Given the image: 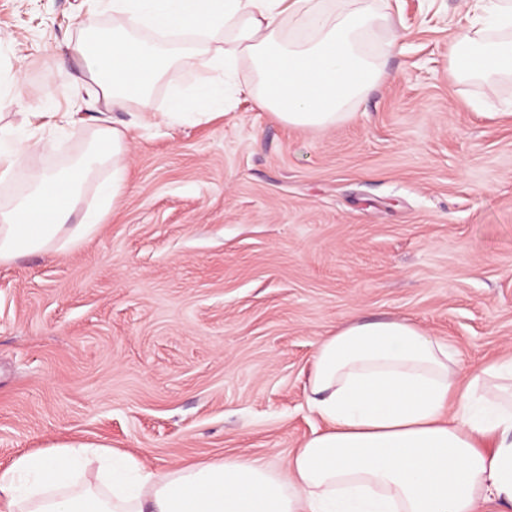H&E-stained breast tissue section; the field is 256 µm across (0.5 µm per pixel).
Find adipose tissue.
<instances>
[{
    "mask_svg": "<svg viewBox=\"0 0 512 512\" xmlns=\"http://www.w3.org/2000/svg\"><path fill=\"white\" fill-rule=\"evenodd\" d=\"M120 23L77 41L105 104L143 102L203 46L213 75L173 94L163 118L223 111L241 63L255 73L262 110L300 128L329 129L382 78L368 41L384 18L359 5L333 13L319 0H111ZM485 18L459 28L452 75H512V0H486ZM178 32L197 34L175 41ZM90 154L60 175L29 164L28 139L0 135V178L25 188L0 209V263L62 250L91 234L125 186L124 131L99 119ZM98 208L68 225L100 169ZM308 408L324 423L280 468L227 458L155 469L104 445L73 442L16 457L0 471V512H476L512 507V357L464 373L447 341L406 318L356 320L319 345Z\"/></svg>",
    "mask_w": 512,
    "mask_h": 512,
    "instance_id": "1",
    "label": "adipose tissue"
}]
</instances>
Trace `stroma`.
<instances>
[{
  "label": "stroma",
  "mask_w": 512,
  "mask_h": 512,
  "mask_svg": "<svg viewBox=\"0 0 512 512\" xmlns=\"http://www.w3.org/2000/svg\"><path fill=\"white\" fill-rule=\"evenodd\" d=\"M397 48L351 117L292 128L236 95L223 116L157 122L202 66L156 85L126 129V189L96 234L0 264V469L104 444L147 466H283L320 426L305 405L337 326L406 317L469 372L512 355V83L457 81L475 0H366ZM108 0H0V127L35 166L85 152L103 110L72 46L112 28ZM20 82H12V75ZM70 112L64 136L26 125Z\"/></svg>",
  "instance_id": "1"
}]
</instances>
